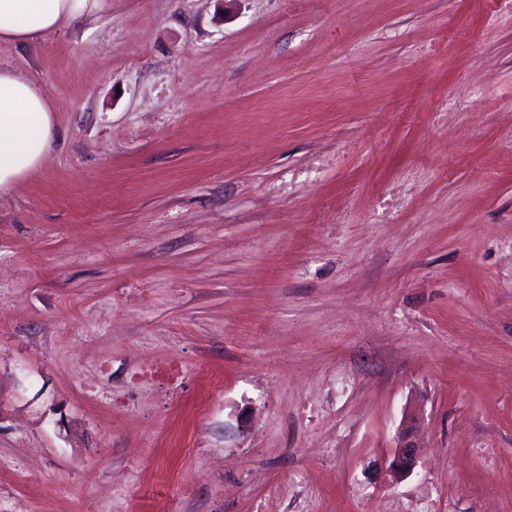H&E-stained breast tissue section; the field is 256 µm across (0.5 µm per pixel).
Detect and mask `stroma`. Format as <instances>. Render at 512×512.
I'll list each match as a JSON object with an SVG mask.
<instances>
[{"instance_id":"obj_1","label":"stroma","mask_w":512,"mask_h":512,"mask_svg":"<svg viewBox=\"0 0 512 512\" xmlns=\"http://www.w3.org/2000/svg\"><path fill=\"white\" fill-rule=\"evenodd\" d=\"M0 66L58 130L0 512H512V0H102ZM417 448L413 443L405 441L394 456L391 463V470L397 473H410L416 465Z\"/></svg>"}]
</instances>
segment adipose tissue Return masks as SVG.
<instances>
[{
  "instance_id": "adipose-tissue-1",
  "label": "adipose tissue",
  "mask_w": 512,
  "mask_h": 512,
  "mask_svg": "<svg viewBox=\"0 0 512 512\" xmlns=\"http://www.w3.org/2000/svg\"><path fill=\"white\" fill-rule=\"evenodd\" d=\"M97 6L98 0H0V40H27L58 31ZM56 132L41 88L0 68V193L39 168Z\"/></svg>"
}]
</instances>
